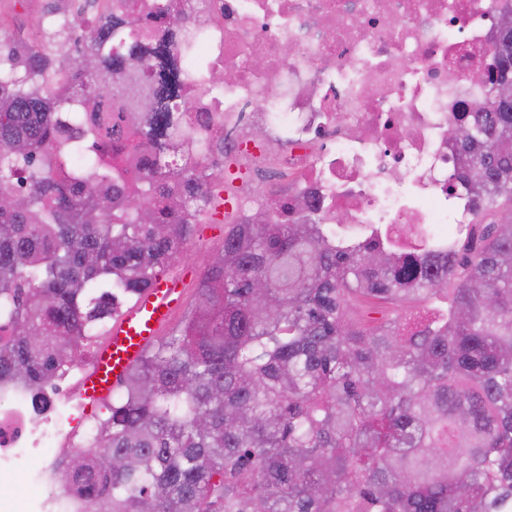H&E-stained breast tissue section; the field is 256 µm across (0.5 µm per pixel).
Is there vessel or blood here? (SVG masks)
I'll return each mask as SVG.
<instances>
[{"instance_id": "1", "label": "vessel or blood", "mask_w": 512, "mask_h": 512, "mask_svg": "<svg viewBox=\"0 0 512 512\" xmlns=\"http://www.w3.org/2000/svg\"><path fill=\"white\" fill-rule=\"evenodd\" d=\"M184 283L181 275L157 278L135 305L113 324L93 370L82 382L81 395L89 404L107 400L128 369L170 323L183 304Z\"/></svg>"}]
</instances>
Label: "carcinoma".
<instances>
[{
  "mask_svg": "<svg viewBox=\"0 0 512 512\" xmlns=\"http://www.w3.org/2000/svg\"><path fill=\"white\" fill-rule=\"evenodd\" d=\"M50 0L0 26V381L32 396L149 288L224 189V139L184 161L198 35L183 9L90 31ZM78 34L76 54L44 40ZM455 125L448 245L231 224L182 321L112 393L63 478L88 512H512V28Z\"/></svg>",
  "mask_w": 512,
  "mask_h": 512,
  "instance_id": "carcinoma-1",
  "label": "carcinoma"
}]
</instances>
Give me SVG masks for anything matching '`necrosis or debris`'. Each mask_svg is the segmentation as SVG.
<instances>
[{
  "mask_svg": "<svg viewBox=\"0 0 512 512\" xmlns=\"http://www.w3.org/2000/svg\"><path fill=\"white\" fill-rule=\"evenodd\" d=\"M510 10L512 0H203L198 76L223 70L224 90L192 96L193 137L223 131L236 165L288 175L254 211L252 190H239L238 219L313 207L349 239L420 224L447 242L449 223L470 219L448 183L459 159L448 130L480 108L468 75L495 68V20ZM82 373L72 367L46 392L44 413L0 385V512H83L77 489L56 480L98 433L77 392Z\"/></svg>",
  "mask_w": 512,
  "mask_h": 512,
  "instance_id": "1",
  "label": "necrosis or debris"
}]
</instances>
